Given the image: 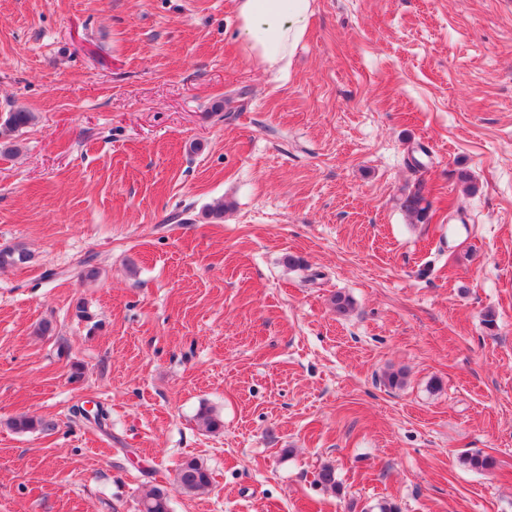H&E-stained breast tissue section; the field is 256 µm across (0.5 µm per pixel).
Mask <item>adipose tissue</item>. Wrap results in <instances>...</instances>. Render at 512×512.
I'll return each instance as SVG.
<instances>
[{
    "mask_svg": "<svg viewBox=\"0 0 512 512\" xmlns=\"http://www.w3.org/2000/svg\"><path fill=\"white\" fill-rule=\"evenodd\" d=\"M245 56L265 70L290 65L314 13V0H234Z\"/></svg>",
    "mask_w": 512,
    "mask_h": 512,
    "instance_id": "1",
    "label": "adipose tissue"
}]
</instances>
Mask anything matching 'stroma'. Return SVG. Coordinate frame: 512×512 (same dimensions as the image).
<instances>
[{"label": "stroma", "mask_w": 512, "mask_h": 512, "mask_svg": "<svg viewBox=\"0 0 512 512\" xmlns=\"http://www.w3.org/2000/svg\"><path fill=\"white\" fill-rule=\"evenodd\" d=\"M236 33L0 0V512H512V0H315L280 73ZM176 480L188 494L205 493L212 485L208 468L195 458L185 460L180 465L176 473Z\"/></svg>", "instance_id": "obj_1"}]
</instances>
